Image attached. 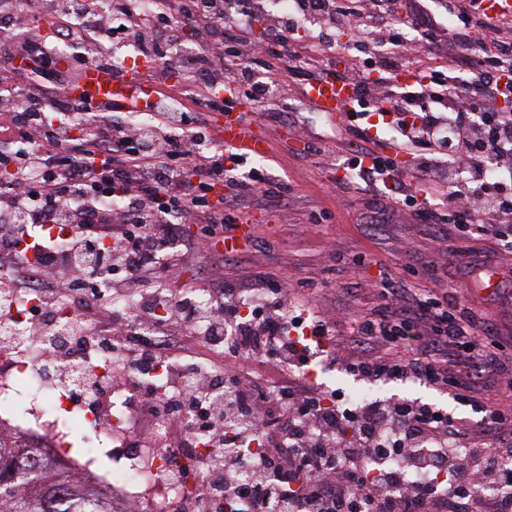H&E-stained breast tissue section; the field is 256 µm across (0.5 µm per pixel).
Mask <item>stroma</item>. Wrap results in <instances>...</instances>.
<instances>
[{"instance_id": "35a3bbf8", "label": "stroma", "mask_w": 512, "mask_h": 512, "mask_svg": "<svg viewBox=\"0 0 512 512\" xmlns=\"http://www.w3.org/2000/svg\"><path fill=\"white\" fill-rule=\"evenodd\" d=\"M273 77L282 83L278 106L281 120L263 112L249 113L261 121L268 136L264 156L248 159L290 188L286 206L267 207L257 196L242 198L240 211L254 216L250 239L241 244L244 264L228 263L209 248L224 235L220 224L201 223L182 232L188 245L182 264L171 277L175 291L201 290L206 283L242 282L262 273L270 281L291 279L298 300L326 316L346 308L350 317L368 313L377 301L369 280L386 274L417 288L432 285L455 289L459 300L490 318L493 330L512 351V253H498L494 264L475 265V253L493 248L491 239L474 235L466 249L448 258H434L422 223L398 194L364 187L349 168L355 137L349 119L331 121L309 105L307 84L289 77L288 59L266 54ZM364 258L365 283L358 286L347 268ZM384 396L418 398L470 419L477 413L457 405L447 393L420 384L382 382Z\"/></svg>"}]
</instances>
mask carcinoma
<instances>
[{
	"mask_svg": "<svg viewBox=\"0 0 512 512\" xmlns=\"http://www.w3.org/2000/svg\"><path fill=\"white\" fill-rule=\"evenodd\" d=\"M0 512H116L112 495L67 476L59 459L31 453L19 458L0 447Z\"/></svg>",
	"mask_w": 512,
	"mask_h": 512,
	"instance_id": "1",
	"label": "carcinoma"
}]
</instances>
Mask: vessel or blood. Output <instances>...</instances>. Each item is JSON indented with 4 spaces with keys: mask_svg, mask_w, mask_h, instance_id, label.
Segmentation results:
<instances>
[{
    "mask_svg": "<svg viewBox=\"0 0 512 512\" xmlns=\"http://www.w3.org/2000/svg\"><path fill=\"white\" fill-rule=\"evenodd\" d=\"M82 84L94 85L95 91L89 97L91 105L112 109L125 108L139 110L148 104L152 95V84L139 69L127 68L123 76L113 77L111 70L96 66H86L80 78ZM306 96L309 102L334 120L343 117L356 108V90L353 82L326 78L312 84ZM213 134L225 150L243 155L263 156L267 139L259 125L242 121H227L213 126Z\"/></svg>",
    "mask_w": 512,
    "mask_h": 512,
    "instance_id": "1",
    "label": "vessel or blood"
}]
</instances>
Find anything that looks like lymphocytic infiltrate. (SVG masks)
Wrapping results in <instances>:
<instances>
[{
	"mask_svg": "<svg viewBox=\"0 0 512 512\" xmlns=\"http://www.w3.org/2000/svg\"><path fill=\"white\" fill-rule=\"evenodd\" d=\"M32 2L0 0V23L8 28L0 38V139L29 144L0 152V280L13 289L42 283V317L32 329L43 335L54 331L58 298L99 308L90 278L102 271L122 268L113 293L138 298V325L112 311L55 345V379L69 382L73 367L103 348L113 363L143 374L163 360V386L142 385L130 423H151L163 413L174 423L185 413L204 418L214 451L195 465L207 489L185 502L184 512H214L219 499L228 512H512V355L488 336L481 314L385 279L374 282L379 302L360 321L341 311L329 318L289 307L287 289L261 275L225 283L204 312L159 285L183 260L173 246L181 225L216 223L210 187L233 172L239 196L258 193L275 207L285 192L266 170L241 172L242 156L201 147L221 77L255 102L280 97L278 80L258 76L259 59L242 57L241 45L261 16L260 0H158L147 13L140 0H112L105 15L90 12L88 0H67V15L56 27L59 36L82 43L72 57L80 68L94 63L121 73L127 50L145 58L167 55L188 26L208 42L205 52L179 57L201 109L182 106L155 114L150 123L134 113L116 122L111 113L90 112L88 103L66 96L71 78L53 70L49 40L30 27ZM294 3L266 40L308 54L307 80L326 75L322 53L335 46L339 30L360 31L374 50L382 77H352L360 112L387 118L422 169L404 199L422 223L448 227V235L434 238V252L464 246L491 228L499 248L512 251V236L498 230L512 223V112L500 107L512 99V16L492 21L483 0H444L453 25L417 14L412 27L423 36L410 44L397 19L398 0ZM306 23L311 39L300 46L294 34ZM478 32L486 33L488 46L475 48ZM20 54L50 67L47 82L16 86L12 62ZM407 67L421 71V78L394 84L393 75ZM69 112L87 122L73 155L61 150L68 130L62 117ZM449 113L469 164L449 183L446 209L421 207L417 194L448 172L441 148ZM352 132L359 140L358 179L393 188L396 161L367 148L368 129ZM179 159L193 162L192 175L177 172ZM491 163L497 175L488 174ZM109 197L120 198V209L106 205ZM49 268L56 274L47 279ZM248 302L255 315L244 319L239 308ZM142 323L152 327L153 338L141 335ZM197 325L204 328V347L223 348L224 368L180 350V336ZM250 360L267 365L276 379L248 370ZM318 364L368 381L447 390L459 404L479 407L481 417L472 421L417 398L374 399L352 410L340 402L331 406L328 390L308 378ZM488 377L498 388L489 405L478 400ZM227 383L235 389L230 400ZM256 434L264 443L258 457L247 452Z\"/></svg>",
	"mask_w": 512,
	"mask_h": 512,
	"instance_id": "f902f5d3",
	"label": "lymphocytic infiltrate"
}]
</instances>
